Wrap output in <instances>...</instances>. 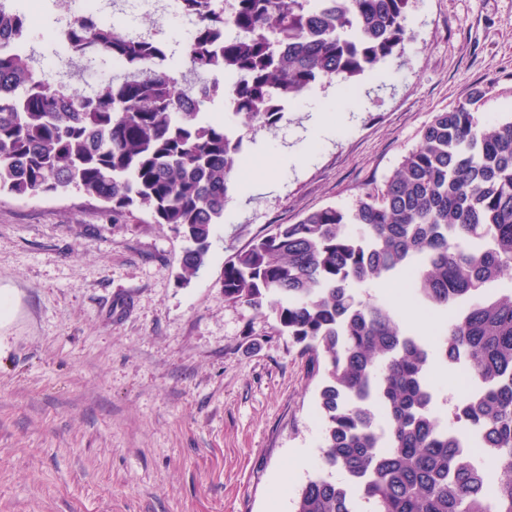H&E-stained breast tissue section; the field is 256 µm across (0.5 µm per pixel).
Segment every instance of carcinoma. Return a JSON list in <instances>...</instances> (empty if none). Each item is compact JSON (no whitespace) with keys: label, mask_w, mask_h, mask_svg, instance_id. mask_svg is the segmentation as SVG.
I'll list each match as a JSON object with an SVG mask.
<instances>
[{"label":"carcinoma","mask_w":512,"mask_h":512,"mask_svg":"<svg viewBox=\"0 0 512 512\" xmlns=\"http://www.w3.org/2000/svg\"><path fill=\"white\" fill-rule=\"evenodd\" d=\"M195 25L183 64L153 39L87 14L58 33L60 72L40 67L23 14L0 7V194L70 187L114 214L132 207L188 242L182 278L209 256L245 135L284 119L285 103L337 77L354 83L401 59L410 0H180ZM98 58L127 70L87 90ZM476 90L434 115L419 146L351 210L328 206L279 224L224 263V297L270 308L303 345L318 394L323 468L294 512H512V119L491 125ZM242 133L208 117L215 99ZM411 271L425 307L447 313L431 344L397 310L357 290ZM468 371L454 418L434 417L429 363ZM348 482L333 479L334 471Z\"/></svg>","instance_id":"cac0c4a2"}]
</instances>
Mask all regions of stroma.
<instances>
[{"label":"stroma","mask_w":512,"mask_h":512,"mask_svg":"<svg viewBox=\"0 0 512 512\" xmlns=\"http://www.w3.org/2000/svg\"><path fill=\"white\" fill-rule=\"evenodd\" d=\"M407 27L391 80L322 83L249 134L243 159L280 162L230 190L190 281L186 241L147 211L0 196V512H293L322 464L324 376L269 310L225 299L224 264L276 225L353 208L473 90L484 121L512 118V0H412ZM319 112L346 129L295 163Z\"/></svg>","instance_id":"1"}]
</instances>
